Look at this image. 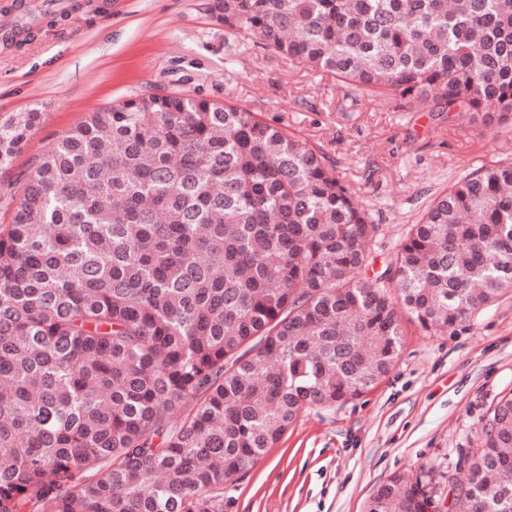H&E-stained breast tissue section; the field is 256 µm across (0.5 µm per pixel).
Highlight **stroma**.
Instances as JSON below:
<instances>
[{"mask_svg":"<svg viewBox=\"0 0 512 512\" xmlns=\"http://www.w3.org/2000/svg\"><path fill=\"white\" fill-rule=\"evenodd\" d=\"M210 0H0L38 6L40 22L0 47V116L39 109V123L0 175V224L21 199L33 156L101 106L154 93L231 100L317 142L339 163L380 226L363 272H382L424 207L483 163L512 159V114L490 123L400 112L354 100L327 75L292 67L256 38L228 34ZM393 370L359 400L305 411L276 447L224 488V512H364L391 474L420 478L433 506L465 479L459 451L512 393V293L447 329L402 320Z\"/></svg>","mask_w":512,"mask_h":512,"instance_id":"1","label":"stroma"}]
</instances>
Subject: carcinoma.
<instances>
[{
	"label": "carcinoma",
	"instance_id": "1",
	"mask_svg": "<svg viewBox=\"0 0 512 512\" xmlns=\"http://www.w3.org/2000/svg\"><path fill=\"white\" fill-rule=\"evenodd\" d=\"M355 96L512 112V0H210ZM0 117V172L37 125ZM323 148L233 103L103 106L30 160L0 225V512H224L312 407L393 369L399 313L452 328L512 292V160L483 164L360 277L374 214ZM448 512H512V395ZM393 475L366 512H429Z\"/></svg>",
	"mask_w": 512,
	"mask_h": 512
}]
</instances>
